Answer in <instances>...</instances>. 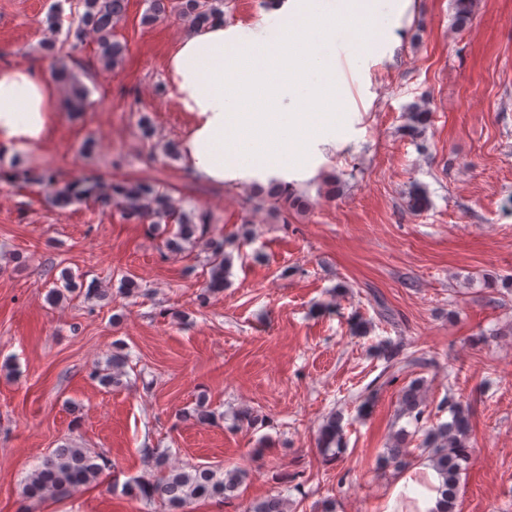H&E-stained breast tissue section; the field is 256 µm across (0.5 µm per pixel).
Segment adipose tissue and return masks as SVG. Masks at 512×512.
Masks as SVG:
<instances>
[{
    "instance_id": "obj_1",
    "label": "adipose tissue",
    "mask_w": 512,
    "mask_h": 512,
    "mask_svg": "<svg viewBox=\"0 0 512 512\" xmlns=\"http://www.w3.org/2000/svg\"><path fill=\"white\" fill-rule=\"evenodd\" d=\"M288 57V29L274 37L253 28L215 23L179 43L169 62L172 93L193 123L180 149L194 178L220 185L250 169L282 172L292 149L291 122L283 110L288 86L297 79ZM263 103L262 115L244 111ZM58 106L52 81L27 65L0 73V144L32 150L46 141ZM249 129L261 147L243 155L229 131Z\"/></svg>"
}]
</instances>
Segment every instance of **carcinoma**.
I'll return each instance as SVG.
<instances>
[{
  "instance_id": "cac0c4a2",
  "label": "carcinoma",
  "mask_w": 512,
  "mask_h": 512,
  "mask_svg": "<svg viewBox=\"0 0 512 512\" xmlns=\"http://www.w3.org/2000/svg\"><path fill=\"white\" fill-rule=\"evenodd\" d=\"M83 8L78 14V23L68 31L72 37L69 54L78 52L84 45L87 34L96 35L97 56L106 68L118 67L127 51L126 43L113 34L114 25L125 15L127 0H78ZM149 19L175 18L189 29L204 27L216 20L224 19V0H149ZM59 83L68 89L66 105L77 111L81 102L88 97L87 89L78 82L76 75L64 60H59L56 71ZM408 136L416 141L422 138L431 122V110L419 104L409 106L405 113ZM11 178L26 184H36L48 189L51 204L65 209L77 202H94L102 207L116 205L123 219L129 224L166 223L177 226L176 231L167 233L164 247L172 254H182L197 246H203L208 254L209 277L205 288L199 294L200 303H205L210 295L224 291L232 255L226 252L224 237L210 233L211 216L200 209L176 208L172 199L148 182L116 181L103 182L95 173H85L72 180H62L50 170L36 172L16 163L11 165ZM273 210L283 207L303 209L307 200L294 194L289 183L272 179L267 186H257ZM430 204L426 190L413 185L407 192V206L413 212H421ZM61 288L49 289L46 300L57 304L65 294H85L86 297L104 296V291L94 285L84 286L76 281L72 273L62 274ZM127 363L126 357L114 354L106 367L96 372L103 385L120 384ZM422 381L413 380L401 393L400 411L418 422L423 419L425 404ZM450 420L426 432L421 447L430 451V461L442 478L436 491L441 495L439 512H456L458 490L464 464L470 458V419L467 409L458 402L448 403ZM342 417L331 413L319 428L318 444L324 454L336 456V449L342 447ZM407 432L404 429L394 434V440L382 456L385 466L404 468L408 465L404 453ZM148 461L158 474L155 480H134L126 485L125 493L136 499L152 502L160 500L167 512H187L188 505L201 499L231 500L238 497V490L244 476L236 470L222 471L212 466L198 465L190 469H174L168 463L166 453L154 448L145 449ZM102 466L84 449L70 444L55 449L43 459L26 479L23 493L28 499L43 498L48 495L65 493L88 485L98 479ZM245 512H288L285 500L270 496L250 504Z\"/></svg>"
}]
</instances>
